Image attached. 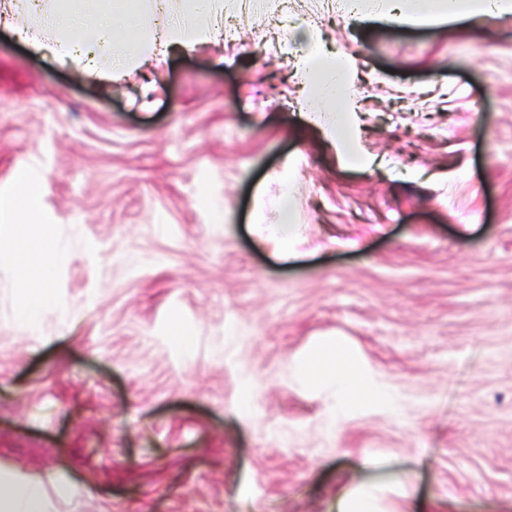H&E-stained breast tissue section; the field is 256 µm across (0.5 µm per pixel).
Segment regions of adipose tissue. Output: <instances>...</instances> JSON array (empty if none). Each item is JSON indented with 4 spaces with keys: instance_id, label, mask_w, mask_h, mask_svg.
Wrapping results in <instances>:
<instances>
[{
    "instance_id": "adipose-tissue-1",
    "label": "adipose tissue",
    "mask_w": 512,
    "mask_h": 512,
    "mask_svg": "<svg viewBox=\"0 0 512 512\" xmlns=\"http://www.w3.org/2000/svg\"><path fill=\"white\" fill-rule=\"evenodd\" d=\"M509 10L512 0H353L351 5V15L356 20L396 27L412 25L419 17L427 23L443 25ZM147 11L150 24L145 28L137 22L106 19L87 29L71 17L52 13L44 0H0V26L34 49L75 66L84 75L104 79L120 76L132 65L173 50L191 52L200 44L224 41L222 0H187L178 11L169 0H149ZM48 13L53 16L51 26H32L26 21L29 15ZM295 69L308 88L306 106L313 120L332 146H346L356 112L351 67L337 66L335 54L326 51L313 33L307 49L297 55ZM13 241L11 258L23 286L17 317L32 324L52 297L50 274L65 250L43 224L15 225ZM302 376L311 383L335 384L348 401L378 396L337 342L317 348L303 363ZM0 512H45L41 486L1 476Z\"/></svg>"
}]
</instances>
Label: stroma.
<instances>
[{"label": "stroma", "instance_id": "obj_1", "mask_svg": "<svg viewBox=\"0 0 512 512\" xmlns=\"http://www.w3.org/2000/svg\"><path fill=\"white\" fill-rule=\"evenodd\" d=\"M223 2V47L112 81L0 29V475L47 512H349L367 490L372 512H512V12L481 35ZM57 7L91 24L135 0ZM309 24L356 64L373 166L298 102ZM19 169L67 252L32 326ZM333 341L379 399L340 411L301 378Z\"/></svg>", "mask_w": 512, "mask_h": 512}]
</instances>
